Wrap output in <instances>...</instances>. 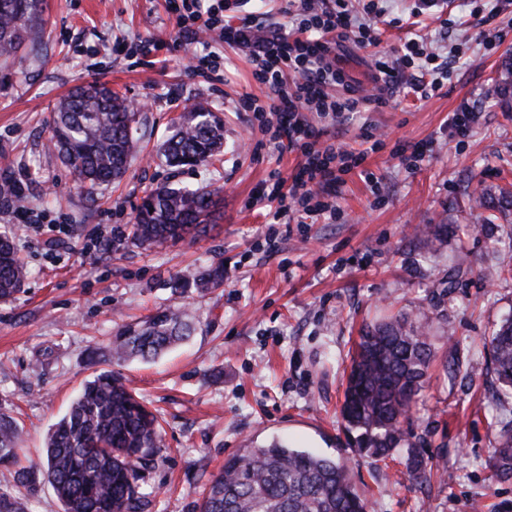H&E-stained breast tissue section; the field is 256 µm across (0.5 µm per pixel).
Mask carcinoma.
<instances>
[{"label": "carcinoma", "instance_id": "1", "mask_svg": "<svg viewBox=\"0 0 512 512\" xmlns=\"http://www.w3.org/2000/svg\"><path fill=\"white\" fill-rule=\"evenodd\" d=\"M42 0H0V60L13 61L27 36L41 26ZM127 99L105 83L76 87L57 106L48 149L70 168L78 191L95 199L123 178L140 152ZM224 127L204 102L185 109L165 142L160 159L171 168L205 164L221 153ZM221 190L159 184L146 192L128 238L151 248L205 232L220 203ZM27 269L8 234L0 233V301L15 297ZM224 284V266L174 279L172 295L189 288L205 292ZM195 325L180 306L124 327L99 359L105 368L85 382L67 412L47 431L44 460L19 465L23 429L0 413V512H26V495L48 482L63 512H149L151 493L141 485L164 447L157 411L138 397L112 366L150 360L189 338ZM490 359L500 383L512 390V318L490 340ZM435 356L424 327L404 315L366 325L359 336L344 393L342 416L356 433L359 459L342 463L330 456L280 442L245 448L224 464L196 505V512H367L368 502L351 479L360 460L376 462L400 447L404 424L416 405ZM407 475H425L414 444H407ZM495 475L512 478V428L491 450Z\"/></svg>", "mask_w": 512, "mask_h": 512}]
</instances>
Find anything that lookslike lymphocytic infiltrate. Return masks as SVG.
Wrapping results in <instances>:
<instances>
[{"instance_id":"obj_1","label":"lymphocytic infiltrate","mask_w":512,"mask_h":512,"mask_svg":"<svg viewBox=\"0 0 512 512\" xmlns=\"http://www.w3.org/2000/svg\"><path fill=\"white\" fill-rule=\"evenodd\" d=\"M369 2L368 17L363 20L354 11L352 0H285L281 12L287 20L286 31L256 42L252 18H242L235 27L225 25L229 0H172L179 35L197 42H225L246 51L253 77L267 88L268 95L263 104L244 96V110L255 112L263 125L287 128L289 150L304 159L291 182L275 177L267 195L276 204L274 219L286 217L289 210L310 199L316 200L317 210L329 212V205L319 202L318 196L339 183L335 162H342L345 171L351 172L361 168L366 159L365 152H354L341 140L324 139L322 130L303 120V113L313 112L339 124L363 105L386 106L400 74L418 59L429 65L430 77L412 81L410 89L417 97L434 96L448 77V65L440 61L435 49L410 39L376 58L374 94L365 95L348 84L336 62V44L351 38L361 48L375 45L378 25L399 22L379 0ZM339 85L344 86V95L333 94V87Z\"/></svg>"}]
</instances>
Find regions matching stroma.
Wrapping results in <instances>:
<instances>
[{"label": "stroma", "instance_id": "35a3bbf8", "mask_svg": "<svg viewBox=\"0 0 512 512\" xmlns=\"http://www.w3.org/2000/svg\"><path fill=\"white\" fill-rule=\"evenodd\" d=\"M444 19L426 12L413 31L435 41L451 69L441 91L417 99L396 91L387 106L316 127L365 148L373 182L344 174L327 202L338 217L309 212L271 221L258 202L271 171L291 178L297 153L273 151L271 129L239 111L266 90L243 51L179 38L167 0H43V21L22 60L0 68V173L22 181L23 217L0 201L8 232L30 270L22 292L0 302V411L24 427L22 460H38L51 427L94 369L87 351L125 326L182 303L195 322L187 341L120 371L166 420L164 448L145 483L151 512H195L227 459L281 439L336 458L355 455L340 415L345 376L365 322L400 312L425 327L436 358L421 403L405 425L429 483L408 481L399 452L363 466L368 512H512V480L495 477L491 450L512 427V392L501 393L487 343L512 317V210L483 223L469 201L477 190L512 187V112L501 107L500 71L512 59V14L481 23L484 0H447ZM215 52L216 71L193 74L185 52ZM338 65L361 89L373 85L371 51L337 45ZM99 81L142 102V151L119 186L87 201L70 170L47 150L59 100ZM207 102L224 122V150L208 165L174 172L156 157L185 107ZM481 112L464 144L448 120L461 104ZM426 141L415 166L400 143ZM171 181L222 190L205 235L144 250L127 238L145 192ZM444 224L427 248L417 227ZM225 262L224 284L175 300L170 283Z\"/></svg>", "mask_w": 512, "mask_h": 512}]
</instances>
